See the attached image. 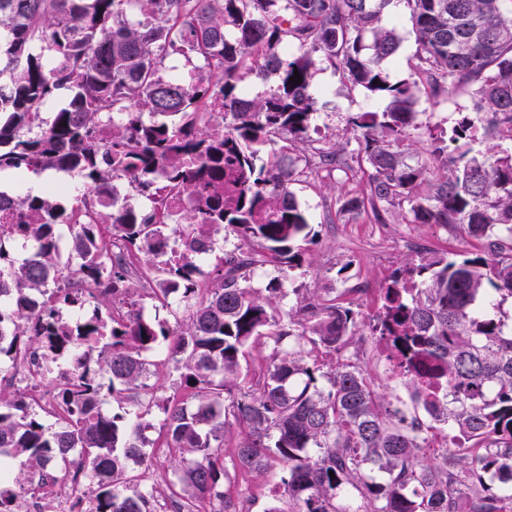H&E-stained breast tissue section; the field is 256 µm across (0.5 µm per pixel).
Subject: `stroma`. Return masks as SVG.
I'll return each mask as SVG.
<instances>
[{"label": "stroma", "mask_w": 512, "mask_h": 512, "mask_svg": "<svg viewBox=\"0 0 512 512\" xmlns=\"http://www.w3.org/2000/svg\"><path fill=\"white\" fill-rule=\"evenodd\" d=\"M389 13L396 21L401 37L400 52L394 63V76L401 79L411 72L410 62L418 44L409 11L402 0H394ZM312 86L319 96L334 101L337 106L336 111H321L316 115L314 125L318 129V138L348 150L354 149L356 143L345 131L347 118L357 112L382 110L384 101L370 99L362 91L350 88L340 73L330 68H317ZM415 96L416 115L408 141L414 149L420 150L428 147L433 135L452 131L460 113L471 109L474 89L465 87L450 98L439 100L430 96L427 86L421 83L415 89ZM290 189L308 214L314 241L306 245L299 265L281 269L266 265L254 269L249 278L250 286L261 290L271 279H280L284 296L279 309L284 313L295 306V291L299 288H332L338 292L354 289L355 304L362 312L371 313L387 276L408 254L423 247L474 251L479 246L475 240L461 242L454 233L435 224L417 226L394 221L378 224L370 210L344 208V198L364 196L366 184L357 179H346L339 171H322L314 175L306 166H298ZM359 358L393 407L410 408L408 389L391 379L384 354L375 344L365 345ZM150 421L152 426L146 435L155 444L153 462L147 467L134 468L127 477L130 488L153 487L161 491L171 473L174 454L156 444L162 426L161 413L152 412ZM281 472V466L276 465L264 478H237L235 488L250 497L252 512L284 507V500L275 495Z\"/></svg>", "instance_id": "obj_1"}]
</instances>
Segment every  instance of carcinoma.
Masks as SVG:
<instances>
[{
    "label": "carcinoma",
    "mask_w": 512,
    "mask_h": 512,
    "mask_svg": "<svg viewBox=\"0 0 512 512\" xmlns=\"http://www.w3.org/2000/svg\"><path fill=\"white\" fill-rule=\"evenodd\" d=\"M393 0H0V171L16 177L76 172L89 204L66 209L51 194L8 195L12 223H0V358L43 365L61 358L43 412L24 394L0 388V458L24 456L30 494L65 488L70 467L98 480L90 512H152L154 491H128L133 465H149L146 415H162L173 466L191 491L166 496L170 512H242L231 488L237 475L262 478L271 463L292 512H512V328L501 306L512 301V152L486 158L431 137L424 152L406 142L416 103L413 87L434 97L475 87L473 112L453 128L458 143L481 133L512 140V15L501 0H405L418 51L410 79L393 82L388 65L400 37L387 20ZM171 55L193 65L189 80L163 73ZM339 71L380 112L352 114L358 144L345 158L336 143L314 146L311 123L328 107L312 93L317 67ZM273 75L276 85L250 98L242 70ZM300 83L289 82L294 73ZM378 83H373V80ZM69 92L67 106L32 133L33 110ZM224 99L222 122L204 107ZM123 103L106 147L96 140L103 116ZM308 151L307 166L368 172L374 220L438 224L475 252L426 251L406 258L366 319L345 294H297L288 322L273 281L261 293L247 272L293 266L311 227L290 190L287 145ZM128 174L152 203L142 212L106 196ZM188 206L169 210L158 181ZM66 224L80 263L63 270L56 225ZM232 228L243 240L222 267L206 272L198 254ZM33 254L21 261L11 246ZM148 294L163 307L179 297L186 328L135 310ZM44 296L36 312L32 296ZM94 303L71 321L61 307ZM174 337L167 359L175 390L147 384L143 353ZM356 336L379 337L392 377L423 400L429 424L385 405L363 366L350 360ZM267 345L262 374L241 385L248 348ZM138 408L100 411L103 392ZM241 440L224 462V433ZM445 428L451 445L428 452L425 433Z\"/></svg>",
    "instance_id": "1"
}]
</instances>
